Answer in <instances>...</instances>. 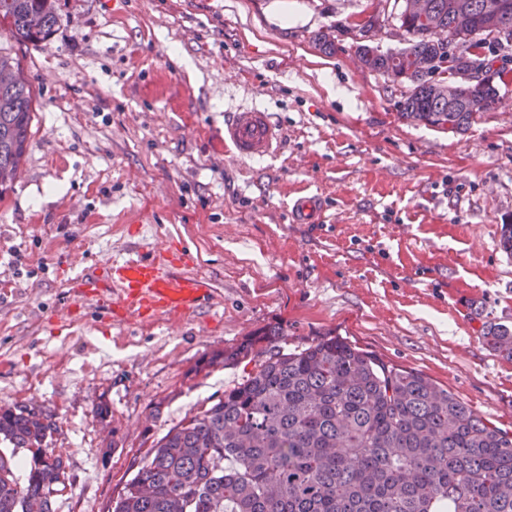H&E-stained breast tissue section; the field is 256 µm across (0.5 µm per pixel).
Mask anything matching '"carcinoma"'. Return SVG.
<instances>
[{
  "label": "carcinoma",
  "instance_id": "obj_1",
  "mask_svg": "<svg viewBox=\"0 0 512 512\" xmlns=\"http://www.w3.org/2000/svg\"><path fill=\"white\" fill-rule=\"evenodd\" d=\"M430 23L390 13L406 46L374 57L382 75L403 54L430 60L461 52L458 15L482 28L499 13L493 54L512 42V0H425ZM59 0H0V29L19 43L51 38ZM448 31V46L435 40ZM0 171L21 169L33 118L31 79L18 59L0 54ZM400 116L449 132L467 128L490 89L476 86L454 104L427 80H409ZM485 341L512 359V327L489 326ZM253 364L245 379L185 417L151 446L104 512H512V431L474 416L429 377L334 336L287 351L276 329L217 351L208 366ZM52 414L0 405V512H55L53 496L70 479L48 447ZM31 454L20 478L19 453Z\"/></svg>",
  "mask_w": 512,
  "mask_h": 512
}]
</instances>
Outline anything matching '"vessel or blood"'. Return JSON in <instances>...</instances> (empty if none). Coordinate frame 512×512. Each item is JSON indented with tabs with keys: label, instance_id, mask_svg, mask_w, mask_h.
I'll list each match as a JSON object with an SVG mask.
<instances>
[{
	"label": "vessel or blood",
	"instance_id": "vessel-or-blood-1",
	"mask_svg": "<svg viewBox=\"0 0 512 512\" xmlns=\"http://www.w3.org/2000/svg\"><path fill=\"white\" fill-rule=\"evenodd\" d=\"M282 133L268 112L249 107L232 112L224 124V144L237 158L251 159L274 155ZM322 202L298 198L291 210L294 222L319 217ZM77 296L95 289L99 303L125 317L175 318L200 311L213 294L209 279L193 274L173 273L160 260L129 258L113 264L108 284H101L95 273L83 274L77 281Z\"/></svg>",
	"mask_w": 512,
	"mask_h": 512
}]
</instances>
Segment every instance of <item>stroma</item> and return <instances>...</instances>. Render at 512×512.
<instances>
[{"mask_svg":"<svg viewBox=\"0 0 512 512\" xmlns=\"http://www.w3.org/2000/svg\"><path fill=\"white\" fill-rule=\"evenodd\" d=\"M370 0H62L50 41L0 30L33 84L23 175L0 201V405L50 411L71 478L55 512H103L152 440L241 382L191 376L266 328L286 350L331 334L453 393L512 431V82L496 111L448 132L399 118L409 83L315 38ZM269 112L277 156L224 151L237 106ZM318 196L315 224L288 209ZM189 257L216 302L176 322L113 321L83 269ZM112 411L113 436L96 415ZM484 338L491 351L512 359V327L504 324L490 325Z\"/></svg>","mask_w":512,"mask_h":512,"instance_id":"1","label":"stroma"}]
</instances>
